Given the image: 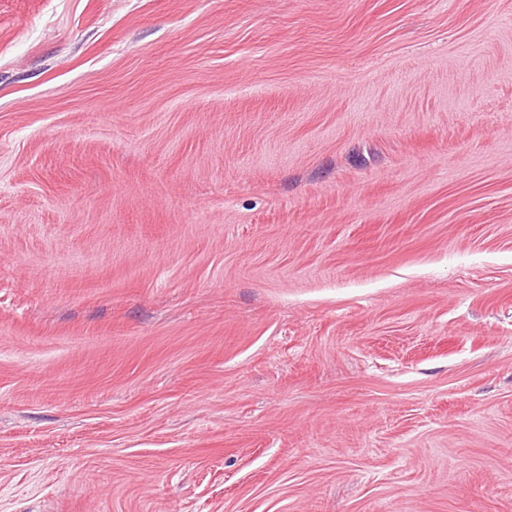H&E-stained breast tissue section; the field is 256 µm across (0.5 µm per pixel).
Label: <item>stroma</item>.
Masks as SVG:
<instances>
[{"instance_id":"obj_1","label":"stroma","mask_w":512,"mask_h":512,"mask_svg":"<svg viewBox=\"0 0 512 512\" xmlns=\"http://www.w3.org/2000/svg\"><path fill=\"white\" fill-rule=\"evenodd\" d=\"M0 512H512V0H0Z\"/></svg>"}]
</instances>
